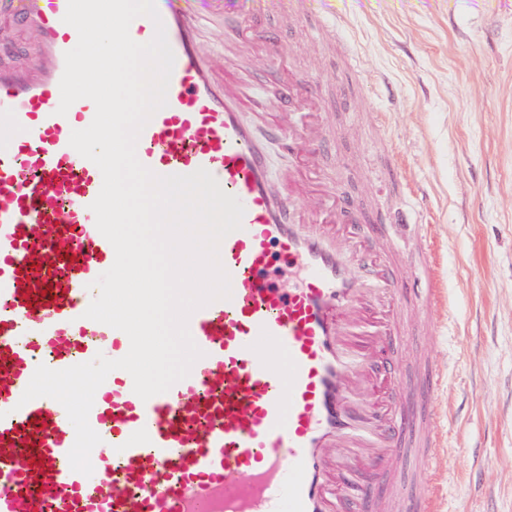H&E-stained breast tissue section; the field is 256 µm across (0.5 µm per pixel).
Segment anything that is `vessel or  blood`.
Wrapping results in <instances>:
<instances>
[{
    "instance_id": "1",
    "label": "vessel or blood",
    "mask_w": 512,
    "mask_h": 512,
    "mask_svg": "<svg viewBox=\"0 0 512 512\" xmlns=\"http://www.w3.org/2000/svg\"><path fill=\"white\" fill-rule=\"evenodd\" d=\"M237 0H156L175 63L167 104L142 130L136 155L166 176L206 169L245 213L221 242L231 297L194 311L188 328L202 352L188 377L142 400L125 370L97 389L89 424L101 441L91 475L73 471L75 430L49 397L22 402L38 365L53 370L124 357L120 330L85 318L90 288L115 251L90 209L100 169L70 144L95 116L91 100L59 115L64 54L78 33L68 0H0V11L37 47L28 66L0 68V512H438L440 490L419 499L399 487L382 496L347 471L331 474L329 448L367 435L372 467L388 472L411 449L430 447L431 411L362 409L347 400L358 379L344 350L385 354L407 342L408 279L386 256L363 277L352 251L336 247L328 201L301 174L276 190L266 143L320 166L310 142H326L325 115L291 127L269 109L245 123L258 91L249 54L285 59L291 46L240 17ZM283 104L317 97L299 76L282 77Z\"/></svg>"
}]
</instances>
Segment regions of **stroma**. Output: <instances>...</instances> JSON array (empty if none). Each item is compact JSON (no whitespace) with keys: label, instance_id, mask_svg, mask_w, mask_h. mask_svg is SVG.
Returning a JSON list of instances; mask_svg holds the SVG:
<instances>
[{"label":"stroma","instance_id":"stroma-1","mask_svg":"<svg viewBox=\"0 0 512 512\" xmlns=\"http://www.w3.org/2000/svg\"><path fill=\"white\" fill-rule=\"evenodd\" d=\"M300 22L254 14L294 55H256L267 73L318 82L333 119L322 152L333 188L359 203L368 255L440 257L448 312L410 307L400 360L441 386L429 436L439 447L400 459L385 484L441 489L443 512H512V0H305ZM345 24L340 40L324 23ZM395 145L410 186L393 181Z\"/></svg>","mask_w":512,"mask_h":512}]
</instances>
